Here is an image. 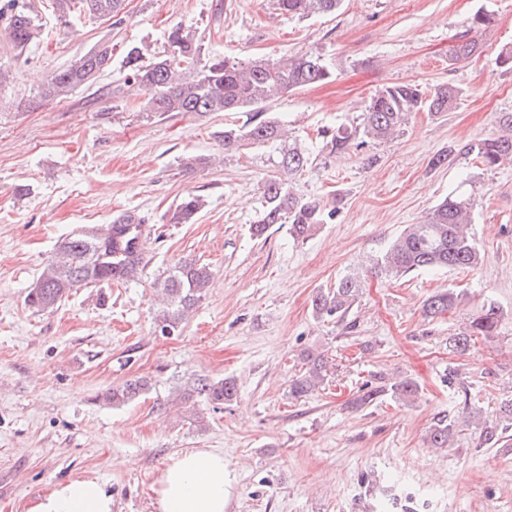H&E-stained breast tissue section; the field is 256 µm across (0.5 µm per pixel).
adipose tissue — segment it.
Returning <instances> with one entry per match:
<instances>
[{
    "label": "adipose tissue",
    "instance_id": "obj_1",
    "mask_svg": "<svg viewBox=\"0 0 512 512\" xmlns=\"http://www.w3.org/2000/svg\"><path fill=\"white\" fill-rule=\"evenodd\" d=\"M224 457L207 448L177 457L157 480L159 512H225ZM30 512H112V497L95 478L74 479L41 496Z\"/></svg>",
    "mask_w": 512,
    "mask_h": 512
}]
</instances>
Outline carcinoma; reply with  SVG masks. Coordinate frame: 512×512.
I'll return each instance as SVG.
<instances>
[{"label":"carcinoma","mask_w":512,"mask_h":512,"mask_svg":"<svg viewBox=\"0 0 512 512\" xmlns=\"http://www.w3.org/2000/svg\"><path fill=\"white\" fill-rule=\"evenodd\" d=\"M273 4L286 14L307 18L335 14L342 0H273ZM52 8L64 24L73 14L82 12L111 19L116 26L125 20V0H52ZM0 19L5 21L17 56H22L38 33L35 16L26 6L7 2L0 5ZM168 42L166 54L149 64L142 63V49H129L124 58L128 77L125 86L117 88V92L141 91L145 96L141 103L143 111L160 116L169 112L247 113L242 125L224 128L222 137L227 152L287 139L285 128L277 118L267 115L266 107L288 92L333 77L321 56L314 54L279 59L255 57L248 61L216 51L205 55L196 32L181 25L170 29ZM111 63L112 45L105 42L47 77L42 95L48 100H61L80 87L92 85ZM458 96L457 87L448 84H439L428 92L414 83L386 85L371 96L359 126H339L322 132L325 147L342 152L369 140H390L407 125L413 113L448 112L455 106ZM501 123L503 132L463 147V151L474 154L478 164L486 169L512 159V113H502ZM308 163L309 155L300 147L293 145L283 150L281 164L288 175L298 173ZM204 205L200 195L185 196L176 206L170 223L193 221ZM336 213L334 207L328 209L315 198L297 194L289 179L276 176L264 183L262 211L251 230L253 236L262 238L273 225L286 224L295 239L304 240L316 225L335 220ZM472 224L469 200L461 194L450 195L430 209L422 223L407 225L388 242L370 272L377 277L397 278L424 270H474L481 264L482 255L471 232ZM144 227V217L125 212L113 217L109 224L93 225L62 238L28 289L26 305L44 310L56 305L75 288L135 279L144 260ZM211 278L212 271L207 265L188 259L175 264L162 284L166 310L159 317L161 333L169 334L179 328L186 313L201 300ZM364 281L362 272L346 271L333 288L313 296L314 317L346 315L358 299ZM458 303L459 294L448 289L438 291L427 298L423 312L425 317L434 318L452 311ZM502 317L495 303L482 305L463 331L448 337V347L458 354L465 352L475 338L495 335ZM301 362V370L290 385V392L296 398L312 394L328 374L327 361L320 353L308 350L302 354ZM149 389L148 380L131 379L108 389L99 399L121 407ZM237 392L236 381L232 378L204 377L197 379L185 398L197 396L207 403L222 405L236 398ZM417 392L418 385L409 378L389 383L380 380L358 396L354 405H369L388 393L399 401H409ZM471 427L479 431L484 446L511 447L512 403L501 406L498 420L494 422L467 406L453 418L443 417L429 428L427 445L446 448L456 436Z\"/></svg>","instance_id":"carcinoma-1"}]
</instances>
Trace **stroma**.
I'll use <instances>...</instances> for the list:
<instances>
[{
    "label": "stroma",
    "mask_w": 512,
    "mask_h": 512,
    "mask_svg": "<svg viewBox=\"0 0 512 512\" xmlns=\"http://www.w3.org/2000/svg\"><path fill=\"white\" fill-rule=\"evenodd\" d=\"M27 3L41 31L24 61L0 22V67L11 73L0 88V512H28L55 485L92 476L112 512H158L159 474L197 448L224 456L226 512H512V447H482L472 429L442 450L425 443L431 425L464 404L491 417L512 399V164L487 170L463 150L500 133L502 113H512V70L498 63L512 45V0H345L336 15L303 19L272 0H126L118 26L89 15L64 25L48 0ZM483 10L491 22L469 32ZM178 24L207 53L322 55L332 79L289 92L269 112L287 125V142L310 153L294 189L336 208L334 221L303 241L284 226L252 237L283 144L227 152L219 134L244 113L158 117L140 110V97L115 94L127 49L155 61ZM466 34L478 48L454 61ZM103 42L112 65L96 85L42 98L51 72ZM396 82L448 83L460 95L452 111L414 114L390 141L325 148L322 129L356 122L371 95ZM448 148L450 164L431 167ZM189 156L201 164L185 169ZM191 193L204 209L193 223H170ZM452 193L471 199L479 268L371 276L345 319L314 318L313 295ZM124 211L142 215L149 235L135 281L82 286L43 311L26 305L60 238ZM184 257L209 265L212 280L165 336L157 284ZM444 288L463 291L460 304L425 320L423 301ZM490 300L503 311L496 336L461 356L449 351V336ZM308 349L330 369L297 400L289 385ZM380 375L414 380L416 397L353 408ZM200 376L234 377L239 393L218 407L197 402V422L173 402ZM137 377L150 379L147 394L119 408L99 401Z\"/></svg>",
    "instance_id": "35a3bbf8"
}]
</instances>
